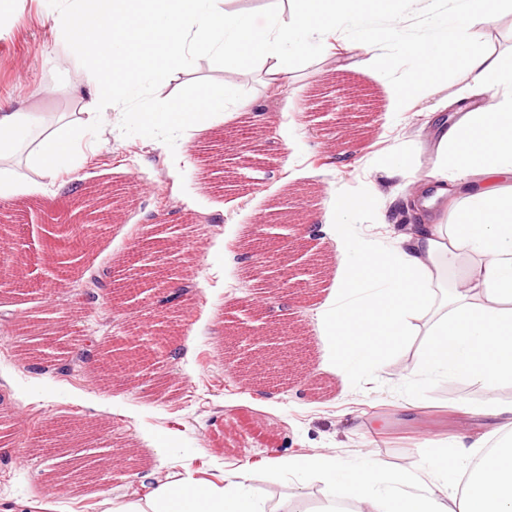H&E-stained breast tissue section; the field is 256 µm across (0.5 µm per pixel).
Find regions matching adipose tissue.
<instances>
[{
  "label": "adipose tissue",
  "mask_w": 512,
  "mask_h": 512,
  "mask_svg": "<svg viewBox=\"0 0 512 512\" xmlns=\"http://www.w3.org/2000/svg\"><path fill=\"white\" fill-rule=\"evenodd\" d=\"M57 41L77 50L82 80L79 115L54 123L44 113L0 98V197L30 194L79 166L77 146L144 83L185 73L209 57L247 60L288 74L314 49L340 48L362 73H389L404 62L393 88L396 110L432 96L451 64H460L468 102L441 125L434 170L409 195L415 221L395 238L365 234L374 214L392 221L381 193L337 192L330 230L339 242V275L320 314L329 368L345 380L385 366L416 331L424 340L402 385L463 379L483 391L464 402L474 433L411 466L392 467L374 453L348 462L329 452L286 454L225 471L223 485L187 476L155 481L147 493L108 512H268L256 480L318 476L323 498L310 512H512V63L474 41L471 31L496 26L504 0H457L425 35L398 41L370 25L365 0H293L288 17L229 11L224 0H47ZM236 86H215L179 100H155L145 115L158 144L180 159L189 131L244 108ZM449 221H441V214Z\"/></svg>",
  "instance_id": "obj_1"
}]
</instances>
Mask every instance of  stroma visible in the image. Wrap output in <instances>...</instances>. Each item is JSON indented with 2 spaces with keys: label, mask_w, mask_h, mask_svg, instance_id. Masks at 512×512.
<instances>
[{
  "label": "stroma",
  "mask_w": 512,
  "mask_h": 512,
  "mask_svg": "<svg viewBox=\"0 0 512 512\" xmlns=\"http://www.w3.org/2000/svg\"><path fill=\"white\" fill-rule=\"evenodd\" d=\"M51 20L43 0H25L13 22V35L0 42V96L51 116L77 111L70 89L76 70L59 68L54 58ZM261 62L241 69L203 58L194 70L164 83L148 84L124 105L114 129L82 144L74 187L9 198L22 221L10 241L24 245L30 260L0 263V512L21 501H35L43 512H105V498L119 502L143 493L157 480L184 473L219 484L239 462L331 449L357 459L372 451L401 468L424 455L415 434L417 421L433 425L441 437L457 433L461 415L453 405L481 398L462 380L422 386L415 418L403 412L404 389L392 367L415 361L421 337H411L392 354V366L370 381H343L324 364L325 345L318 314L338 275L337 242L330 203L336 190L358 194L382 185L383 165L392 152L402 155L409 180L431 170L434 154L415 145L436 102L455 98L465 82L463 69L441 79L434 96L393 113L390 87L398 73L362 74L338 68L331 52L314 50L298 60L280 83L268 82ZM344 78L365 87L366 106L322 114L317 95L327 79ZM58 92L35 98L41 85ZM236 85L253 108L223 122L204 124L188 135L184 159L173 166L151 130L137 118L155 98L177 99L211 85ZM261 128L253 144L229 147L226 129L241 123ZM331 153L332 163L317 159ZM102 189L100 210L111 222L88 249L96 259L64 282L54 281L49 248L53 224L73 218L71 203L80 191ZM305 220L317 235L303 234L290 268L271 279L265 258L237 259L255 234L279 238L284 225ZM154 227L175 242L173 267L190 283L181 306L180 338L156 354L149 367L161 384L149 391L141 376L106 378L96 354L127 341L128 328L152 322L157 303L114 306L106 288L93 278L119 270L124 254ZM30 278L40 294L20 295L16 283ZM261 316L262 335L253 339L251 358L287 350L286 364L266 383H249L225 361L235 347L234 332L250 308ZM34 317L60 325L72 345L65 356L70 371L52 377L35 370L24 353L38 337L17 336L15 326ZM81 435L56 460H100L98 483L80 489L54 488L46 475L53 462L35 450L36 436L54 433L61 423ZM177 442L165 457L157 447Z\"/></svg>",
  "instance_id": "1"
}]
</instances>
